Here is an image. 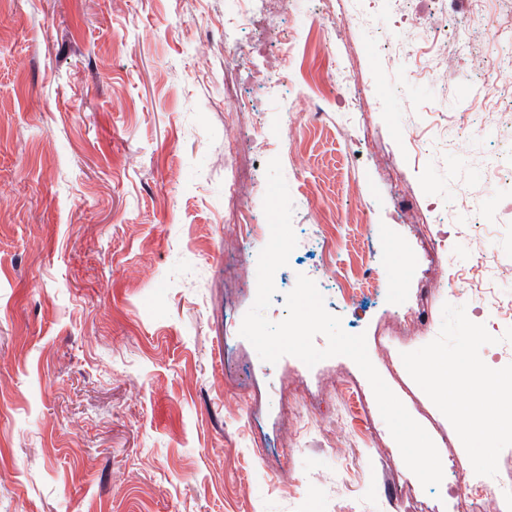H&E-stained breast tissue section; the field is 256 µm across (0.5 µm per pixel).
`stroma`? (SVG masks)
<instances>
[{
	"mask_svg": "<svg viewBox=\"0 0 512 512\" xmlns=\"http://www.w3.org/2000/svg\"><path fill=\"white\" fill-rule=\"evenodd\" d=\"M351 2L253 0V23L228 28L234 0H0V512H460L456 488L476 474L401 355L438 336L451 301L498 336L483 361L512 364V211L487 187L512 142V95L475 105L460 54L450 88L419 56L388 61L359 29L328 37V16ZM434 9L406 0L372 22L388 35L427 26ZM494 33L491 20L465 37L497 53L487 79L512 85V52L496 51ZM286 37L302 72L349 60L368 110L340 111L327 80L267 95L225 65L226 50L260 44L255 64L278 79ZM315 99L319 121L282 130L281 111L307 114ZM437 107L482 139L428 127ZM347 122L368 127L359 151L342 141ZM418 124L432 141L422 152L404 137ZM244 156L258 223L270 159L294 204L297 245L267 317L283 320L298 276L312 279L434 441L439 485L407 468L350 358L270 364L240 336L265 245L234 240L227 176ZM451 199L497 216L493 256L474 250V226L449 223ZM440 230L454 249L439 274L455 291L433 297L420 333L398 315L430 267L417 236ZM322 231L357 288L369 245L387 242L396 285L355 309L337 301L316 267ZM473 278L492 284L487 300Z\"/></svg>",
	"mask_w": 512,
	"mask_h": 512,
	"instance_id": "1",
	"label": "stroma"
}]
</instances>
